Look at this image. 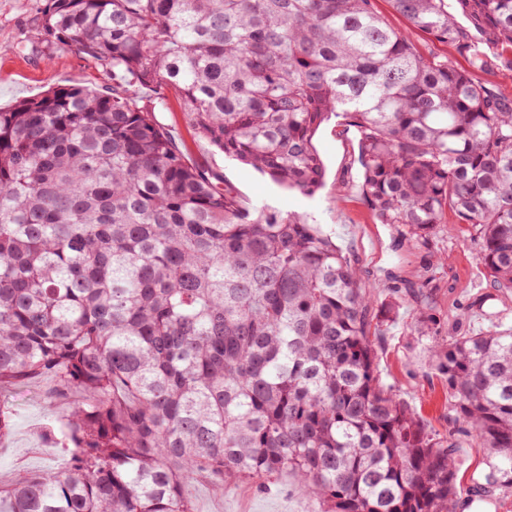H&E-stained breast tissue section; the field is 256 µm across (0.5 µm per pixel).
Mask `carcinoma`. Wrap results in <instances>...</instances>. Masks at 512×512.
I'll return each instance as SVG.
<instances>
[{"mask_svg":"<svg viewBox=\"0 0 512 512\" xmlns=\"http://www.w3.org/2000/svg\"><path fill=\"white\" fill-rule=\"evenodd\" d=\"M390 3L410 30L375 0H47L40 39L112 92L0 110V384L49 376L51 398L85 400L65 464L0 486V512H192L195 474L289 475L321 512H456L464 437L483 490L512 488V330L445 340L413 291L456 424L430 433L378 374L352 260L291 214L247 218L156 115L174 96L199 138L307 196L340 117L376 221L426 243L453 212L512 291V99L476 77L512 53V0ZM414 41L417 49L425 55L435 54L441 57H448L459 68H467L468 66L467 59L460 55L453 47L433 43L427 36L423 34H415Z\"/></svg>","mask_w":512,"mask_h":512,"instance_id":"obj_1","label":"carcinoma"}]
</instances>
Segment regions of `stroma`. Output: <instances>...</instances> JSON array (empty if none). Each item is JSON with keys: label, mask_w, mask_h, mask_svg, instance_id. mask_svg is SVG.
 Segmentation results:
<instances>
[{"label": "stroma", "mask_w": 512, "mask_h": 512, "mask_svg": "<svg viewBox=\"0 0 512 512\" xmlns=\"http://www.w3.org/2000/svg\"><path fill=\"white\" fill-rule=\"evenodd\" d=\"M45 0H0V108L40 95L52 86L93 85L101 91L112 82L75 47H47L35 35V22ZM157 117L177 138L187 158L217 171L231 186L243 213L259 211L293 213L316 225L336 246L355 260L365 287L380 301L390 302L388 318L375 338L377 368L385 384L419 414L429 429L447 434L454 427L448 411V384L436 375L424 339L413 331L417 306L410 291L428 283L436 297V315L443 335L479 333L499 325L512 328V293H501L483 311L472 305L474 297L489 291L485 271L473 244L475 230L445 214L446 227L426 244L400 242L397 228L376 223L356 186L359 165L354 129L333 118L321 125L314 144L323 161L325 181L314 195L287 189L252 167L224 157L195 136L176 100ZM397 294H389V287ZM54 383L32 380L15 388L0 385V401L9 407L11 431L0 441V484H11L22 470L45 471L61 467L65 453L56 438L65 421L82 400L71 391L63 400L50 399ZM192 512H319L287 476L266 485L231 479L216 484L200 475L186 487Z\"/></svg>", "instance_id": "stroma-1"}]
</instances>
